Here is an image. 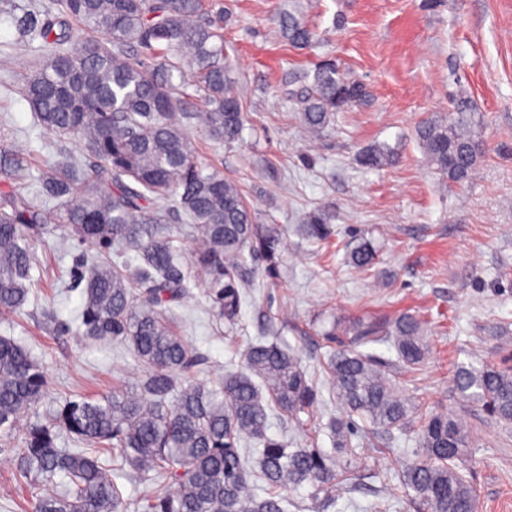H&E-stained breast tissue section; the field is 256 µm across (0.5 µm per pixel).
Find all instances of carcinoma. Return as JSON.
Here are the masks:
<instances>
[{
	"instance_id": "carcinoma-1",
	"label": "carcinoma",
	"mask_w": 512,
	"mask_h": 512,
	"mask_svg": "<svg viewBox=\"0 0 512 512\" xmlns=\"http://www.w3.org/2000/svg\"><path fill=\"white\" fill-rule=\"evenodd\" d=\"M52 18L29 10L15 18L24 47L41 40L43 60L20 87L45 130L75 140L83 154L43 169L37 189L18 149L0 167V314L17 313L29 300L38 266L34 239L46 223L43 207L59 203L57 246L73 239L86 255L80 335L119 339L143 366L134 385L100 399L67 402L46 421L20 424L46 395L43 368L8 336H0V446L15 449V466L39 486L34 512H120L122 495L100 456L118 451L139 474L154 473L171 490L147 500L144 512H287L288 492L304 483L333 501L358 468L349 422L332 419L333 452L290 448L267 436L270 412L291 416L314 404L298 357L275 344H253L243 368L207 385L188 375L191 350L175 328L169 303L191 298L181 271L171 214L189 224L193 264L211 278V309L233 321L252 282L247 256L275 263L281 233L260 224L239 185L218 169L206 171L193 133L232 144L244 122L224 55V36L203 0H54ZM84 30L72 46V25ZM279 36L297 49L312 46L313 31L290 3L277 19ZM108 33L101 41L97 32ZM194 94L188 93V88ZM366 88L329 59L315 66L300 96L306 130L318 134L336 113L362 103ZM482 127L460 99L454 111L433 115L417 136L428 168L462 184L482 153ZM386 146H371L359 162L373 169L394 164ZM312 241L331 235L329 219L309 215ZM111 251L112 261L102 253ZM377 249L360 239L348 263L368 271ZM140 292H135V289ZM350 345L328 357L327 380L341 405L373 429H404L411 406L373 356L358 350L389 342L406 366L427 353L422 323L403 314L392 321L358 318L343 326ZM455 393L487 415L512 424V368L489 362L461 364ZM421 453L405 465L400 482L417 512H476V494L459 461L473 446L467 426L453 414L429 411L417 421ZM65 433L82 444L60 448ZM66 479L58 488L56 477ZM265 483L262 493L256 481Z\"/></svg>"
}]
</instances>
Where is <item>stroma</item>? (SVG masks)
Wrapping results in <instances>:
<instances>
[{
  "label": "stroma",
  "instance_id": "obj_1",
  "mask_svg": "<svg viewBox=\"0 0 512 512\" xmlns=\"http://www.w3.org/2000/svg\"><path fill=\"white\" fill-rule=\"evenodd\" d=\"M287 0H204L224 32V50L245 115L241 138L227 145L195 144L200 161L222 169L242 187L264 224L283 230L275 266L249 265L255 286L235 323L216 317L207 280L184 263L192 298L182 307L181 335L198 358L193 377L212 380L241 368L250 344L274 343L295 352L312 385L313 414L272 418L268 434L290 447L330 449L326 424L346 416L329 390L323 364L343 345L334 324L357 317L391 320L409 313L423 324L428 352L407 368L387 344L366 345L381 358L399 393L421 413L452 410L474 436L463 472L477 492V512H512V424L491 421L453 390L458 364L512 360V0H297L314 44L304 50L274 35L273 18ZM12 14L0 15V156L13 142L30 152L29 174L38 177L57 148H80L37 125L18 94L38 48L14 51ZM335 59L368 92L364 104L339 113L323 132L309 134L299 96L315 65ZM467 97L482 123L483 154L472 179L440 182L425 163L417 125L453 111ZM374 144L394 150L382 169L360 165ZM330 217L328 243L298 231L315 209ZM56 226L35 243L47 268L34 271L39 298L17 314L0 316V336L11 337L44 368L47 395L24 416L44 421L66 401L96 398L134 382L141 367L128 346L99 343L77 333L79 290L67 279L83 270L84 247L59 251ZM370 239L379 260L371 272L351 267L353 236ZM351 441L363 468L326 512H415L399 472L419 447L416 425L367 439L351 417ZM127 512H143L149 495L166 483L123 468L115 477ZM30 486L15 477L12 449L0 447V512H30Z\"/></svg>",
  "mask_w": 512,
  "mask_h": 512
}]
</instances>
